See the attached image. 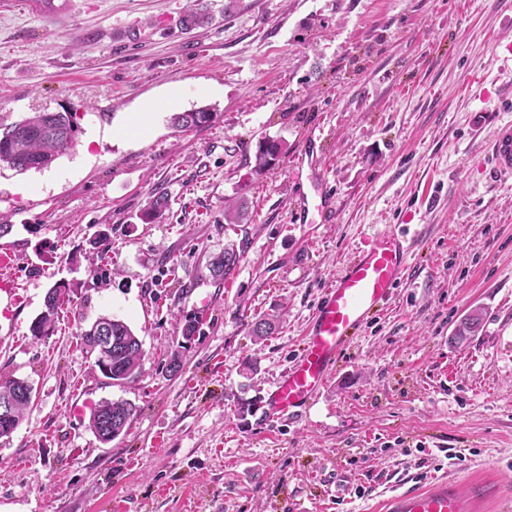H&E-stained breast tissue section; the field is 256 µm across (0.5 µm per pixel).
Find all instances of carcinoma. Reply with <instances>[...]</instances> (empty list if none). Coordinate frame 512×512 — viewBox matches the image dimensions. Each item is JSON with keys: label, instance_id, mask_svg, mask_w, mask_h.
Segmentation results:
<instances>
[{"label": "carcinoma", "instance_id": "obj_1", "mask_svg": "<svg viewBox=\"0 0 512 512\" xmlns=\"http://www.w3.org/2000/svg\"><path fill=\"white\" fill-rule=\"evenodd\" d=\"M221 116L212 107H200L189 112H176L170 117L173 127L191 130L208 126ZM80 116L76 112H31L10 123L0 122V169L9 168L19 173L42 171L49 168L60 157L76 146L82 132ZM282 151V146L267 139L257 144L254 159L255 170L261 172L271 166ZM169 208V197L164 191H157L148 202L140 219L146 224L161 220ZM248 206L243 198L228 201L224 206V222L242 224L247 219ZM243 254L235 244L224 245V251L214 256L207 264L209 275L215 282H222L241 261ZM80 284L60 282L46 293L44 309L33 320L32 336H45L54 330L55 317L64 307L72 304L73 295ZM282 313L257 318L250 323L251 336L261 342L279 327ZM112 327V364L119 368L118 379L131 382L139 377L142 370L143 352L141 342L132 328L120 319L109 316L98 318L90 329L81 332L82 340L89 354H94L96 336L105 326ZM31 399L21 398L14 409L15 422L4 426L0 422V437L10 436L22 423ZM137 410L124 401H102L95 406L89 418V427L96 438L108 444L130 426Z\"/></svg>", "mask_w": 512, "mask_h": 512}]
</instances>
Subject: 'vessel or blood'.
I'll use <instances>...</instances> for the list:
<instances>
[{"mask_svg":"<svg viewBox=\"0 0 512 512\" xmlns=\"http://www.w3.org/2000/svg\"><path fill=\"white\" fill-rule=\"evenodd\" d=\"M490 156L497 175L512 176L511 121L495 128ZM411 256V241L403 233L384 229L365 234L319 301L299 355L270 391L269 416L295 415L315 399L353 337L383 311L404 279ZM485 497L481 484L464 494L455 481L444 478L396 493L387 501L386 512H478Z\"/></svg>","mask_w":512,"mask_h":512,"instance_id":"vessel-or-blood-1","label":"vessel or blood"}]
</instances>
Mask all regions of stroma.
<instances>
[{"label":"stroma","instance_id":"stroma-1","mask_svg":"<svg viewBox=\"0 0 512 512\" xmlns=\"http://www.w3.org/2000/svg\"><path fill=\"white\" fill-rule=\"evenodd\" d=\"M209 16L188 28V9ZM180 111L218 107L178 132ZM158 104L151 126L134 114ZM80 112L71 154L0 170V381L33 403L0 438V512H382L392 490L448 476L512 486V177L489 142L512 121V0H0V119ZM285 153L254 170L258 139ZM166 218H140L155 188ZM246 197L249 223L224 222ZM330 198L329 211L320 208ZM417 224L388 308L302 412L265 401L362 232ZM101 258L72 265L97 232ZM244 254L205 280L226 241ZM80 284L55 332L47 290ZM281 307L278 331L249 324ZM481 332L452 343L460 319ZM108 315L142 342L140 377L110 384L79 333ZM199 320L184 338L185 320ZM179 352L178 375L166 370ZM133 403L98 441L102 400ZM79 287V283L60 282L49 288L45 296L47 301H44V309L31 324L32 336H45L54 330L55 317L65 306L72 304L73 295ZM137 410L131 403L124 401H102L95 406L89 418V427L96 438L104 444L111 443L124 429L130 426ZM112 414L110 426H104L101 418Z\"/></svg>","mask_w":512,"mask_h":512}]
</instances>
